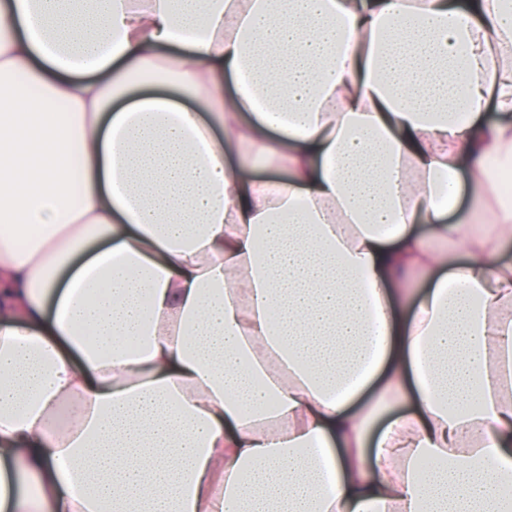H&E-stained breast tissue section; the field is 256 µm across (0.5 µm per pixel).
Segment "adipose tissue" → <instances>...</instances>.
Returning <instances> with one entry per match:
<instances>
[{
  "label": "adipose tissue",
  "mask_w": 512,
  "mask_h": 512,
  "mask_svg": "<svg viewBox=\"0 0 512 512\" xmlns=\"http://www.w3.org/2000/svg\"><path fill=\"white\" fill-rule=\"evenodd\" d=\"M0 21V512H512V0Z\"/></svg>",
  "instance_id": "adipose-tissue-1"
}]
</instances>
